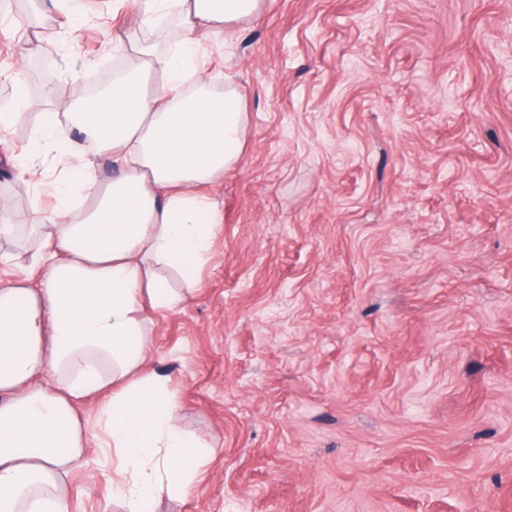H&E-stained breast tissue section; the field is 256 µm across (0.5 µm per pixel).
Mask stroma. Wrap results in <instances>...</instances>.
Listing matches in <instances>:
<instances>
[{
  "mask_svg": "<svg viewBox=\"0 0 512 512\" xmlns=\"http://www.w3.org/2000/svg\"><path fill=\"white\" fill-rule=\"evenodd\" d=\"M132 0L0 12V90L50 61L0 133V198L51 202L13 154L40 113L128 61ZM249 113L199 286L153 313L149 358L212 454L155 512H512V0H272L203 41ZM77 400L73 512H122Z\"/></svg>",
  "mask_w": 512,
  "mask_h": 512,
  "instance_id": "obj_1",
  "label": "stroma"
}]
</instances>
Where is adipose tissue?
Wrapping results in <instances>:
<instances>
[{
  "mask_svg": "<svg viewBox=\"0 0 512 512\" xmlns=\"http://www.w3.org/2000/svg\"><path fill=\"white\" fill-rule=\"evenodd\" d=\"M267 0H138L144 28L176 23L165 49L128 46L132 62L112 88L65 106L68 123L106 152L118 173L97 182L66 139L61 117L41 115L23 148L25 168L53 155L66 185L56 205L28 214L49 231L30 262L37 279L0 283V512H70L67 480L85 466L86 436L73 399L108 394L105 445L112 498L146 512L185 495L209 456L181 428L164 381L150 365L147 310L185 299L158 274L188 288L224 216L213 186L246 142L244 95L231 81L213 90L197 67L201 39L244 28ZM163 81L151 86L153 71ZM89 200L73 214L70 184ZM53 383H46V375Z\"/></svg>",
  "mask_w": 512,
  "mask_h": 512,
  "instance_id": "ef3b65f1",
  "label": "adipose tissue"
}]
</instances>
